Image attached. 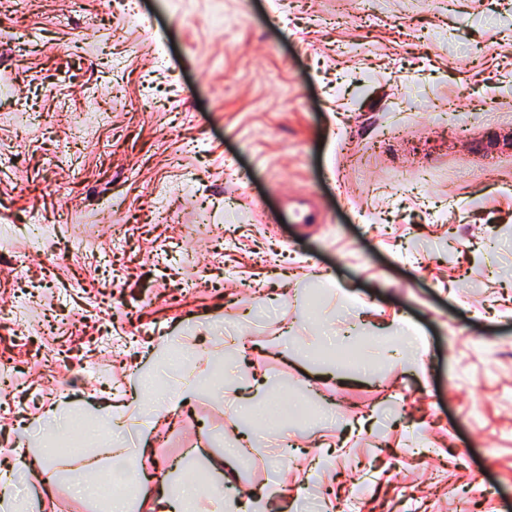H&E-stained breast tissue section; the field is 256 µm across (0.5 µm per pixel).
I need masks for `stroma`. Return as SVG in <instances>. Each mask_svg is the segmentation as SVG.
I'll list each match as a JSON object with an SVG mask.
<instances>
[{
  "label": "stroma",
  "instance_id": "1",
  "mask_svg": "<svg viewBox=\"0 0 512 512\" xmlns=\"http://www.w3.org/2000/svg\"><path fill=\"white\" fill-rule=\"evenodd\" d=\"M1 304L0 462L34 512L102 508L46 408L158 410L217 364L147 478L247 433L221 479L288 485L267 512H334L354 475L389 512H512V0H0ZM286 385L313 417L257 433Z\"/></svg>",
  "mask_w": 512,
  "mask_h": 512
}]
</instances>
